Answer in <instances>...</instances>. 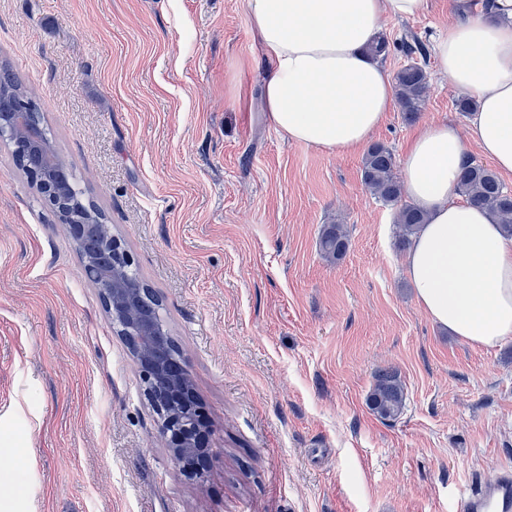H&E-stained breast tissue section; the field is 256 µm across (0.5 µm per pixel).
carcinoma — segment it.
I'll return each mask as SVG.
<instances>
[{"label": "carcinoma", "instance_id": "obj_1", "mask_svg": "<svg viewBox=\"0 0 512 512\" xmlns=\"http://www.w3.org/2000/svg\"><path fill=\"white\" fill-rule=\"evenodd\" d=\"M400 110L407 122L416 120L422 112L428 93L424 70L409 64L395 76ZM27 91L19 77L6 64H0V121L13 123L14 117L23 113ZM25 143L17 166L23 173L49 171L58 191L74 202L69 222L83 225L78 249L81 257L95 268H109L114 264L112 250L104 241L105 217L95 203L86 196L72 169L56 152L47 136L40 114L24 116L20 128ZM391 150L383 144L372 145L363 160L362 182L376 198L386 205L396 207V223L399 224V244L411 243L418 227L425 223L423 213L409 203L402 202L403 185L394 172ZM455 192L464 196L468 204L491 213L501 224L503 234L512 239V190L507 189L496 173L483 164L472 160L463 168ZM319 250L328 259L339 261L348 250V233L342 224H327L319 237ZM131 287L138 289L139 308L150 317H156L161 301L149 288L142 287L136 274L128 276ZM160 357L166 363L167 372L154 379L158 396L166 395L169 382L186 375V364L173 336L165 335ZM370 409L383 420H395L405 408L403 387L395 372L384 370L376 376V382L368 396Z\"/></svg>", "mask_w": 512, "mask_h": 512}]
</instances>
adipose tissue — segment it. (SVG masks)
Returning a JSON list of instances; mask_svg holds the SVG:
<instances>
[{
    "label": "adipose tissue",
    "instance_id": "obj_1",
    "mask_svg": "<svg viewBox=\"0 0 512 512\" xmlns=\"http://www.w3.org/2000/svg\"><path fill=\"white\" fill-rule=\"evenodd\" d=\"M427 0H246L270 72L263 107L286 138L330 152L361 148L394 105L390 73L370 57L388 15ZM457 20L434 46L439 73L477 106L464 127L426 125L401 165L407 198L426 215L406 258L420 306L452 335L492 347L512 339V240L486 210L457 201L470 148L512 174V0L492 15L455 0Z\"/></svg>",
    "mask_w": 512,
    "mask_h": 512
}]
</instances>
